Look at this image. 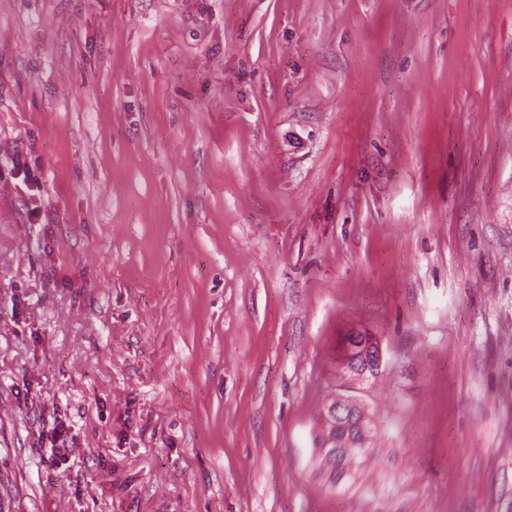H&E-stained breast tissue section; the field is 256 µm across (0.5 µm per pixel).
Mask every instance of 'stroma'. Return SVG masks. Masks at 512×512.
Returning <instances> with one entry per match:
<instances>
[{
	"label": "stroma",
	"mask_w": 512,
	"mask_h": 512,
	"mask_svg": "<svg viewBox=\"0 0 512 512\" xmlns=\"http://www.w3.org/2000/svg\"><path fill=\"white\" fill-rule=\"evenodd\" d=\"M0 512H512V0H0ZM358 351L361 352L360 355L356 357V359H361L364 361L365 369L363 371L362 367L359 365V363H356V359L352 362H350L349 359L345 360L340 366H339V374L342 377H350V378H357L354 375L357 372H360L361 379L367 378V364L373 360L372 353L375 352V356L377 359V363L379 364V367L382 366V355H381V349L380 344L378 340L375 337L370 338H364L363 343L354 351V353H357ZM373 362V361H372ZM325 411H327V419L329 418L336 421H340L342 414L354 417L358 412H360L359 425L361 426L362 431L365 430V437H367L366 429L368 430L369 427L372 426V421L367 407L358 399L350 396L338 395L336 396V399L333 400V404L325 408ZM367 446L364 451L348 455H333L329 450L323 452L318 448L320 452V464L328 474V479L333 486L340 485L352 478V472L356 470L355 464H358V460L369 453L371 442H369Z\"/></svg>",
	"instance_id": "stroma-1"
}]
</instances>
